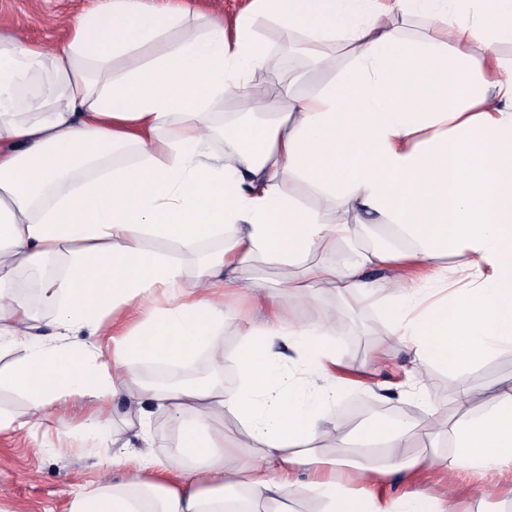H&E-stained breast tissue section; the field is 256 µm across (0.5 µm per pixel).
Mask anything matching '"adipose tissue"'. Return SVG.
<instances>
[{"label":"adipose tissue","mask_w":512,"mask_h":512,"mask_svg":"<svg viewBox=\"0 0 512 512\" xmlns=\"http://www.w3.org/2000/svg\"><path fill=\"white\" fill-rule=\"evenodd\" d=\"M421 15L432 31L404 39L392 15ZM300 33L316 62L341 44L352 69L287 111L220 125L214 105L249 99L250 77L270 55L256 22ZM512 42V0H250L233 21L150 0H108L69 27L47 53L0 32V288L37 276L51 316L35 320L0 297V388L23 394V418L0 414V430L37 429L70 398L125 408L128 452L75 494L70 512H287L291 494L318 498L323 512H454L446 486L396 499L378 485L435 467L447 482L465 473L512 476V385L485 410L440 428L452 451L409 452L411 424L383 420L360 430L358 489L346 462L317 441L337 429L329 409L344 382L332 314L302 319L317 290L368 292V269L398 272L381 307L392 341L412 350L409 392L428 367L458 370L512 351V66L460 52L470 42ZM158 50L144 54L148 45ZM224 151L208 153L213 134ZM306 183L325 206L302 207L288 191ZM387 219L414 241L377 247L337 265L321 255L352 241L359 225L330 202ZM201 259L191 284L167 243ZM62 273L45 275L62 245ZM464 254L485 276L466 292L434 298L447 283L435 258ZM294 267L270 309L237 325L239 382L225 389L221 335L225 296L262 294L243 282L254 256ZM124 310L133 327L111 351L80 341ZM205 356L212 378L171 387L148 383L147 364L179 366ZM166 412L176 440L166 461L133 452L149 445L152 409ZM238 421L233 434L214 410Z\"/></svg>","instance_id":"adipose-tissue-1"}]
</instances>
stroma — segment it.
<instances>
[{
  "mask_svg": "<svg viewBox=\"0 0 512 512\" xmlns=\"http://www.w3.org/2000/svg\"><path fill=\"white\" fill-rule=\"evenodd\" d=\"M104 0H0V29L19 38L41 43L54 50L67 38V26ZM259 36L267 44L273 69L255 71L254 84L275 88L277 81H293L294 92L312 97L347 70L352 58L345 48L333 46L329 64L296 76L292 45L279 28L271 23L259 25ZM338 217L350 223L361 222L365 233L355 247L334 244L327 252L329 260L343 263L355 259L357 251L381 243L384 225L375 217L355 210L337 208ZM375 288L372 293L338 297L320 290L315 301L303 309L312 319L324 310L336 312V342L339 364L337 375L357 380L354 388L342 390L330 409L331 419L340 431L350 434L379 416L411 423L414 452L430 451L433 445L449 448V440H436L438 427L465 418L467 413L484 406L487 394L512 385V351H502L460 371L442 368L428 370L424 379L423 399L403 396L405 371L411 354L396 346L379 358L386 339V324L380 314L382 304L394 290V279L386 272L369 274ZM468 384L475 397L467 407H460L457 391ZM94 407L73 400L42 428L33 431H0V512H69L77 489L97 480L112 463V449L83 441V421ZM480 478L464 475L453 486L457 512H512V479L497 481L494 493L481 492Z\"/></svg>",
  "mask_w": 512,
  "mask_h": 512,
  "instance_id": "1",
  "label": "stroma"
}]
</instances>
